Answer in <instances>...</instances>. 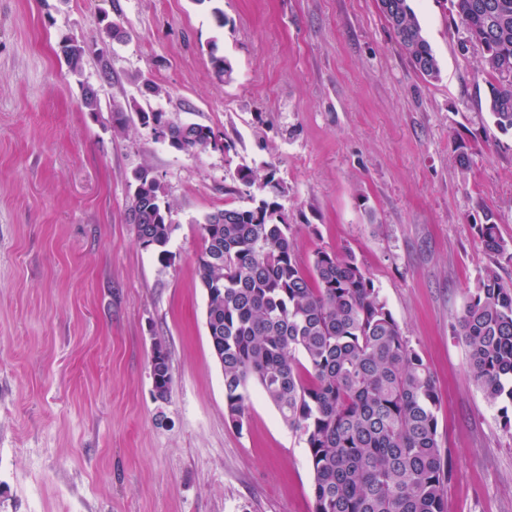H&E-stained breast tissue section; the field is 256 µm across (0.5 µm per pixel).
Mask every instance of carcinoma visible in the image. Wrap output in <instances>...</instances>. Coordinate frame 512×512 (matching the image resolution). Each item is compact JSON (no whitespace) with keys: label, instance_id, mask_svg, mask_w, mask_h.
I'll return each instance as SVG.
<instances>
[{"label":"carcinoma","instance_id":"obj_1","mask_svg":"<svg viewBox=\"0 0 512 512\" xmlns=\"http://www.w3.org/2000/svg\"><path fill=\"white\" fill-rule=\"evenodd\" d=\"M380 9L415 69L433 80L439 66L409 0H379ZM465 38L481 50L494 124L512 132V0H454ZM70 73L89 54L76 38L61 41ZM84 109L101 111L98 88L81 84ZM112 128L136 120L157 125L181 152L234 143L208 126L176 121L137 101L112 102ZM127 220L142 247L165 258L173 227L164 187L147 167L133 173ZM288 186L266 167L258 176L237 168L234 206L205 217L196 273L205 290L206 323L224 374V408L241 429L250 383H256L283 422L305 440L313 473V512H448L453 466L437 430L440 395L419 353L403 336L374 281L355 254L319 249L308 263L294 253L293 225L280 203ZM484 249L512 259L495 213L477 225ZM468 352V370L486 401L512 404V287L489 269L455 326Z\"/></svg>","mask_w":512,"mask_h":512}]
</instances>
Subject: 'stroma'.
<instances>
[{
	"mask_svg": "<svg viewBox=\"0 0 512 512\" xmlns=\"http://www.w3.org/2000/svg\"><path fill=\"white\" fill-rule=\"evenodd\" d=\"M411 7L437 79L415 69L378 0H0V512H312L303 438L254 384L243 430L227 421L206 328L200 226L242 164L273 165L287 184L302 259L355 253L431 369L448 512H512V427L453 331L486 268L512 285V261L476 229L491 208L512 242V133L493 123L451 0ZM67 36L106 52L116 81L93 58L71 74ZM146 79L165 92L145 106L234 150L178 152L136 122L115 133L112 100L141 98ZM84 83L101 112L83 110ZM143 166L172 205L165 260L126 219Z\"/></svg>",
	"mask_w": 512,
	"mask_h": 512,
	"instance_id": "obj_1",
	"label": "stroma"
}]
</instances>
